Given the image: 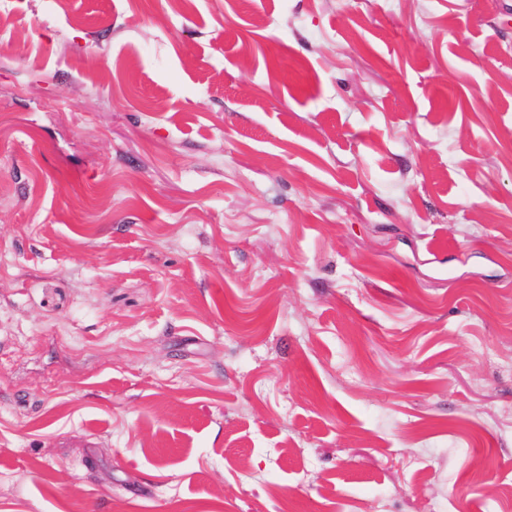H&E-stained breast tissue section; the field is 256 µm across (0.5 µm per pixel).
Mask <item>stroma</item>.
I'll return each mask as SVG.
<instances>
[{
    "mask_svg": "<svg viewBox=\"0 0 512 512\" xmlns=\"http://www.w3.org/2000/svg\"><path fill=\"white\" fill-rule=\"evenodd\" d=\"M512 0H0V512H512Z\"/></svg>",
    "mask_w": 512,
    "mask_h": 512,
    "instance_id": "stroma-1",
    "label": "stroma"
}]
</instances>
